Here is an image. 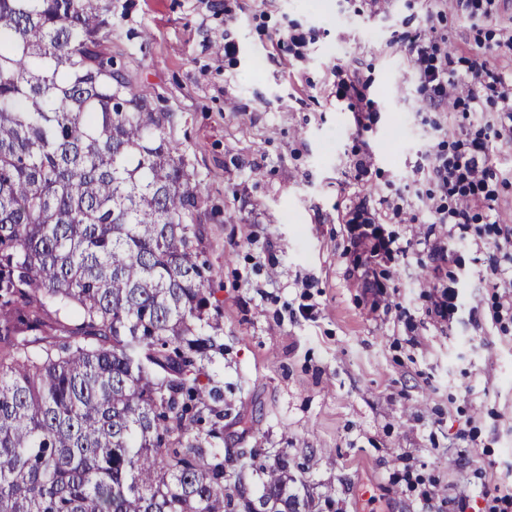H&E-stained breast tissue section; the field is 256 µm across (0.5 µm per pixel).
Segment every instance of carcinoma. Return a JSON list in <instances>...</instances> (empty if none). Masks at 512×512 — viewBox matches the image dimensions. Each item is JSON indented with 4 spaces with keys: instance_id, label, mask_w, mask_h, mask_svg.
I'll use <instances>...</instances> for the list:
<instances>
[{
    "instance_id": "1",
    "label": "carcinoma",
    "mask_w": 512,
    "mask_h": 512,
    "mask_svg": "<svg viewBox=\"0 0 512 512\" xmlns=\"http://www.w3.org/2000/svg\"><path fill=\"white\" fill-rule=\"evenodd\" d=\"M106 0H0V512H303L224 465L195 174Z\"/></svg>"
}]
</instances>
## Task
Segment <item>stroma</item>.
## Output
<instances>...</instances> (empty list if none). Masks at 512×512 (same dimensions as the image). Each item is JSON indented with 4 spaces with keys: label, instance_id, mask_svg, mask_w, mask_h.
Returning <instances> with one entry per match:
<instances>
[{
    "label": "stroma",
    "instance_id": "1",
    "mask_svg": "<svg viewBox=\"0 0 512 512\" xmlns=\"http://www.w3.org/2000/svg\"><path fill=\"white\" fill-rule=\"evenodd\" d=\"M506 26L512 0L492 23L431 18L423 0H112V54L173 113L199 185L224 445L287 451L300 493L331 495L332 512H491L485 489L512 483V317L493 316L512 286L486 275L492 230L480 247L433 228L422 172L486 134L495 107H430L405 52L426 34L456 68L480 46L512 75ZM289 34L299 51L277 49ZM340 70L371 111L337 99ZM493 165L506 223L512 142ZM430 228L447 261L418 246ZM381 238L401 254L375 257Z\"/></svg>",
    "mask_w": 512,
    "mask_h": 512
}]
</instances>
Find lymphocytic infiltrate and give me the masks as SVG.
<instances>
[{
  "instance_id": "f902f5d3",
  "label": "lymphocytic infiltrate",
  "mask_w": 512,
  "mask_h": 512,
  "mask_svg": "<svg viewBox=\"0 0 512 512\" xmlns=\"http://www.w3.org/2000/svg\"><path fill=\"white\" fill-rule=\"evenodd\" d=\"M408 56L415 70L425 101L438 107L453 100L455 108L480 112L484 101L498 106L490 122V136L472 140L453 158L431 156L425 175L448 198L447 206L438 208L435 221L447 225L449 236L473 235L481 239L482 229L474 228L476 209L488 207L494 195L489 181L495 142L512 141V82L492 71L479 51H472L465 75H458L447 53L439 51L430 39L419 36L408 45Z\"/></svg>"
}]
</instances>
